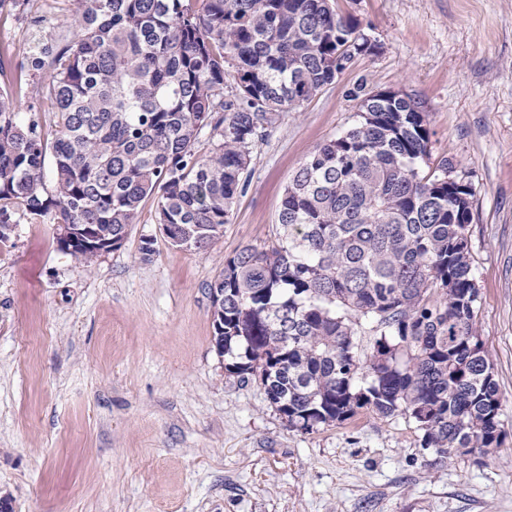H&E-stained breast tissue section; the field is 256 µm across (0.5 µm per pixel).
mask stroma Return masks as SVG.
Returning <instances> with one entry per match:
<instances>
[{"label": "stroma", "instance_id": "obj_1", "mask_svg": "<svg viewBox=\"0 0 512 512\" xmlns=\"http://www.w3.org/2000/svg\"><path fill=\"white\" fill-rule=\"evenodd\" d=\"M337 4L377 52L281 114L209 249L169 248L150 201L90 268L61 250L49 218L0 243V501L11 512H512V0ZM72 33L63 14L35 30L0 14V44L20 54ZM361 77L418 102L430 164L452 161L475 191L477 326L506 432L482 456L423 447L413 422L366 409L289 430L214 347L208 283L242 248L274 242L285 187L351 126L347 92Z\"/></svg>", "mask_w": 512, "mask_h": 512}]
</instances>
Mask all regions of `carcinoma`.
Segmentation results:
<instances>
[{
  "label": "carcinoma",
  "instance_id": "1",
  "mask_svg": "<svg viewBox=\"0 0 512 512\" xmlns=\"http://www.w3.org/2000/svg\"><path fill=\"white\" fill-rule=\"evenodd\" d=\"M57 11L73 36L41 40L24 78L0 49V242L50 214L123 240L153 198L171 248L207 250L280 114L377 48L335 0H42L34 19ZM31 91L51 105L52 140ZM348 97L354 123L292 176L275 243L241 249L207 285L215 347L292 430L366 408L413 421L425 448L485 454L505 431L476 325L473 188L447 159L422 170L430 133L414 99L363 78Z\"/></svg>",
  "mask_w": 512,
  "mask_h": 512
}]
</instances>
